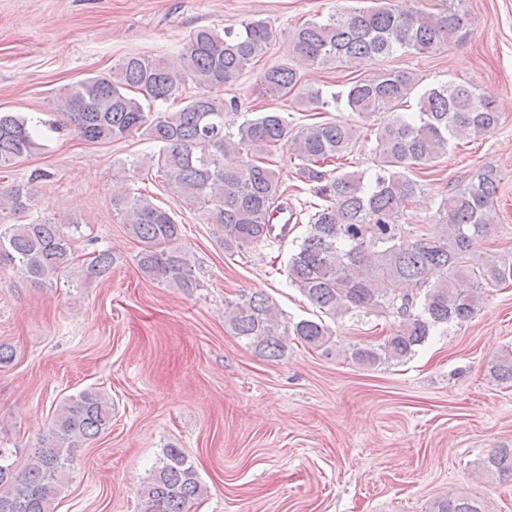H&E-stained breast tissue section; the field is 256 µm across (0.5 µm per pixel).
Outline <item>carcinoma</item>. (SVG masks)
Here are the masks:
<instances>
[{"mask_svg":"<svg viewBox=\"0 0 512 512\" xmlns=\"http://www.w3.org/2000/svg\"><path fill=\"white\" fill-rule=\"evenodd\" d=\"M464 0H448L438 13L406 3L372 0L368 7L338 8L322 20H309L291 34L298 55L317 67L357 68L402 49L434 53L468 33ZM273 37L262 20L238 27L195 30L173 59L133 54L107 76L66 85L53 98L63 123L45 122L16 112H0V168L42 148V128L64 126L79 138L108 144L140 137L158 145L141 165L154 167L181 202L202 209L224 232V251L238 253L283 240L290 228L272 224L275 213L306 223L298 249L288 262V281L319 310L322 318L292 325L281 320L275 303L263 294L227 303L225 326L269 360H279L297 341L330 356L336 341L325 319L348 313L400 318L398 328L377 345L354 347L351 358L372 369L412 356L434 329L473 318L486 291L506 281V269L476 250L488 233L497 176L476 172L441 201L429 222H401L420 190L410 169L448 153L456 140L482 137L499 124L493 97L463 84L418 88L406 71H381L349 82L323 96L320 87L302 83L289 67L265 70L261 82L269 97L297 90L316 110L338 105L362 119L391 113L377 125L371 149L373 168L338 173L336 162L354 152L355 128L323 121L293 129L285 113L258 112L229 131L224 101L210 95L263 57ZM195 88L192 94L186 89ZM413 112H400L410 98ZM175 109H159L168 102ZM297 161L296 174L310 198L295 208L283 201L272 156ZM31 192L20 185L0 190V218L22 216ZM112 211L124 219L138 242L136 264L153 281L190 291L197 287L190 260L177 247L181 227L172 211L125 184L112 190ZM79 223L30 219L0 229V268L12 267L39 284H52L66 271L83 284L106 277L114 262L108 249L77 262L74 233ZM491 377L512 382V351L494 357ZM112 402L93 389L59 404L41 448L18 470L7 448H0V512H56L75 449L98 438L111 425ZM482 467L512 480V448L494 449ZM205 489L183 449L169 445L142 488L146 512H191ZM432 512H483L465 495L437 499Z\"/></svg>","mask_w":512,"mask_h":512,"instance_id":"1","label":"carcinoma"}]
</instances>
